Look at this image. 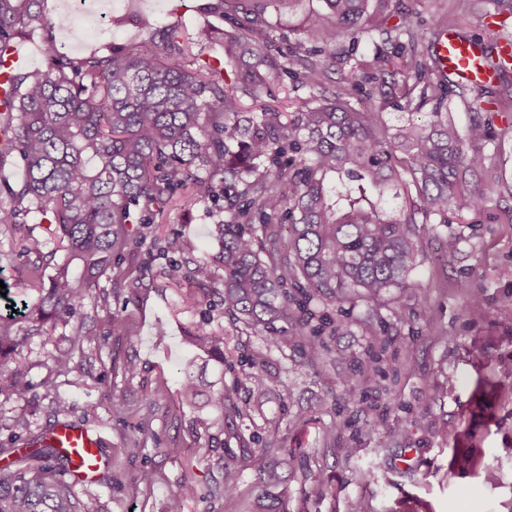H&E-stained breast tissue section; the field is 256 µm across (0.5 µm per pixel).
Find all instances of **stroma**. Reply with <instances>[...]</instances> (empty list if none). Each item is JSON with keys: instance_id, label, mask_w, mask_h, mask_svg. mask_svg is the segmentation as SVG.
Masks as SVG:
<instances>
[{"instance_id": "stroma-1", "label": "stroma", "mask_w": 512, "mask_h": 512, "mask_svg": "<svg viewBox=\"0 0 512 512\" xmlns=\"http://www.w3.org/2000/svg\"><path fill=\"white\" fill-rule=\"evenodd\" d=\"M209 2L118 0L95 40L73 38V0H46L45 8L58 49L80 57L144 39L136 23L143 15L160 27L179 21L191 29L229 28ZM418 13L427 23L447 16L449 27L481 36L490 46L500 31L465 0H420ZM485 102L479 85H467L451 95L450 113L462 130L478 116L490 122L488 165L512 182V92L501 95L495 111L485 112ZM506 208L512 209V197L493 194L484 215L460 209L453 230L461 243L454 255L430 240L411 287L392 291L374 309L362 301L344 304L345 326L327 337L318 363L287 340L286 323H277L285 341L272 350L264 335L225 324L236 359L225 381L243 377L252 355L267 360L264 388L251 385L239 394L255 408L242 431L264 438L274 424L281 447L307 451L280 489L290 512H351L355 502L362 512H512V224L495 219ZM212 224L205 209L188 217L170 210L139 245L128 281L115 290L104 278L92 285L80 314L96 341L74 358L68 373L54 375L46 358L57 331L28 340L20 360L34 388L22 399L0 395V448L39 441L62 419L81 422L101 431L109 463L95 482L75 484L74 491L98 497L102 512H170L175 505L181 512H248L259 490L248 468L234 498L174 501L184 480L205 486L212 466L200 457L208 441L197 431L193 411L180 402V368L195 355L184 326L194 315L179 311L155 245L177 237L187 248L176 260L212 258ZM476 295L483 301L478 310L470 307ZM116 315L123 327L112 326ZM371 358L380 370L367 379L358 367ZM130 362L139 366L131 379L123 371ZM50 376L69 402L65 414H56L40 386ZM113 390L125 398L118 417L107 399ZM22 409L29 424L18 429L12 418ZM148 469L156 483L146 492L138 480ZM368 469L375 474L369 482L362 477Z\"/></svg>"}]
</instances>
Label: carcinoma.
I'll return each mask as SVG.
<instances>
[{
	"instance_id": "cac0c4a2",
	"label": "carcinoma",
	"mask_w": 512,
	"mask_h": 512,
	"mask_svg": "<svg viewBox=\"0 0 512 512\" xmlns=\"http://www.w3.org/2000/svg\"><path fill=\"white\" fill-rule=\"evenodd\" d=\"M44 2L0 0V48L45 33L44 67L11 73L13 106L0 116L10 129L4 147L24 165L0 204V234L41 258L54 241L65 258L52 273L32 264L33 297L26 288H0V394L24 398L32 390L13 355L47 325L70 327L68 347L48 353L54 372L69 371L75 354H85L94 336L83 322L70 323L90 284L125 276L126 225L157 224L176 204L187 214L204 207L215 218L219 251L195 263L196 287L178 289V298L200 313L188 331L200 358L221 367L224 328L213 325L212 294L233 324L271 333L274 323H288L315 363L322 337L344 323L327 313L312 321L310 304L375 303L410 287L424 243L451 223L449 214L485 211L479 183L490 127L478 120L463 134L444 112L456 82L442 71L436 44H425L414 25L417 0H322L323 8L304 13V0H215L211 8L231 21L229 31L156 28L146 18L147 40L79 58L58 50ZM474 2L493 5L483 19L512 17V0ZM273 16L298 17L295 39L284 47L265 35ZM394 16L399 22L387 26ZM362 37L371 42L368 53L355 48ZM217 40L222 60L201 50ZM336 71L339 89L324 82ZM283 75L312 89L286 111L261 101ZM246 97L253 107H245ZM428 103L426 123L385 118L390 106L412 115ZM400 186L407 204L393 208ZM22 213L52 224V240L22 232ZM218 268L221 288L213 287ZM196 367L195 358L182 364L180 396L198 409L199 428L221 434L224 424L252 418L239 392L248 382L263 385L265 359H251L245 378L229 384L219 373L207 392ZM40 386L59 411L68 409L54 380ZM232 438L237 447L224 446L220 477L204 491L182 483L175 502L235 494L241 465L267 489L280 483L277 440L259 445L240 430ZM71 467L50 442L0 448V512H99L94 497L72 491ZM254 512L290 510L287 499L265 491Z\"/></svg>"
}]
</instances>
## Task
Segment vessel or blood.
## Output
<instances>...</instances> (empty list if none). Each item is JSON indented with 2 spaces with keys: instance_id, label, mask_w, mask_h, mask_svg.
<instances>
[{
  "instance_id": "obj_1",
  "label": "vessel or blood",
  "mask_w": 512,
  "mask_h": 512,
  "mask_svg": "<svg viewBox=\"0 0 512 512\" xmlns=\"http://www.w3.org/2000/svg\"><path fill=\"white\" fill-rule=\"evenodd\" d=\"M437 54L443 71L458 83H489L497 73L484 60V43L478 38H461L455 30H448L437 44ZM21 57L17 49H10L0 61V112L8 111L13 103L9 73L18 66ZM54 443L67 450L73 460L75 478L93 480L98 467L97 448L101 438L85 425L73 421L57 423L52 429Z\"/></svg>"
}]
</instances>
